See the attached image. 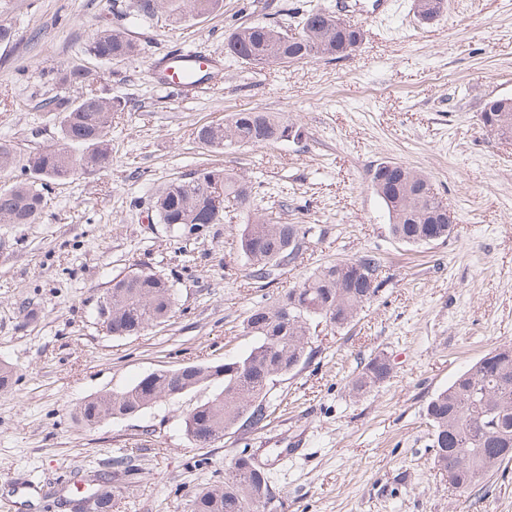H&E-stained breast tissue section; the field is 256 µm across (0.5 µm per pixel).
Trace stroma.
I'll return each mask as SVG.
<instances>
[{"instance_id": "35a3bbf8", "label": "stroma", "mask_w": 512, "mask_h": 512, "mask_svg": "<svg viewBox=\"0 0 512 512\" xmlns=\"http://www.w3.org/2000/svg\"><path fill=\"white\" fill-rule=\"evenodd\" d=\"M127 0H0V141L18 157L58 142L46 100L76 96L58 80L83 66L126 110L112 124L109 168L49 183L34 224H0V512H72L75 482L112 479L106 512H189L194 493L224 482L241 453L272 477L277 512H512V463L462 492L433 463L426 408L493 348L512 347V142L480 114L512 98V0H445L422 23L413 0H350L345 19L363 32L349 57L254 67L226 55L237 27L262 23L295 34L313 9L341 0H223L212 14L128 22L140 51L103 61L91 34ZM192 48L223 69L203 95L172 96L151 71ZM276 112L295 138L219 153L195 131L232 113ZM394 161L427 174L456 223L444 241L407 245L370 174ZM203 167L234 171L262 208L286 224H314L301 265L261 285L237 251L243 210L173 231L151 210L154 190ZM371 251L384 260L378 295L345 329L319 326L312 358L279 377V408L264 428L204 448L183 432L207 399L201 387L138 414L95 425L76 420L90 397L145 375L246 353L249 308L276 298L317 265ZM152 270L173 283L176 312L137 336H115L97 305L115 277ZM382 353L389 379L355 397L348 382Z\"/></svg>"}]
</instances>
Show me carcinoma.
<instances>
[{"mask_svg": "<svg viewBox=\"0 0 512 512\" xmlns=\"http://www.w3.org/2000/svg\"><path fill=\"white\" fill-rule=\"evenodd\" d=\"M223 0H164L165 8L196 17L222 7ZM159 0H130L123 16L147 20L155 16ZM332 13L312 10L306 27L296 35L262 23L237 28L227 39L228 55L243 64L279 66L318 58L344 57L353 31L338 29ZM139 51L126 25L98 29L90 37L87 52L112 61ZM60 81L81 90L80 97H61L45 104L57 120L60 146L30 154L24 164L29 180L0 189V224H34L45 208L44 187L51 181L73 178L78 172H94L112 161L109 136L114 113L124 110L117 97L102 96L94 89V74L72 68ZM291 128L270 112L233 113L223 123L198 127V142L216 150L268 146L276 134ZM17 164L12 145L0 142V172ZM428 175L410 168L395 170L371 188L383 202L393 238L408 245L446 240L452 229L434 223L441 197L431 194ZM233 200L246 210L247 223L239 231L238 246L245 259V277L271 283L294 262L293 251H281L291 239L312 238L315 227L283 224L253 205L252 187L220 168H202L194 176L177 177L153 194L158 223L176 229L182 224H216L224 217V202ZM382 258L365 252L345 261L315 267L287 292L253 304L243 329L255 338L252 349L237 359L218 364L193 365L152 372L125 390L96 396L77 408L87 425L127 412L139 413L162 398L178 392L216 385L215 392L197 404L184 418V432L193 445L207 438L216 442L226 432L254 429L275 412L270 392L276 378L308 362L314 349L311 330L325 322L348 326L384 283ZM109 331L131 336L171 318L176 305L173 285L154 271L139 270L112 280L105 294ZM391 366L383 355L369 358L349 380L350 390L364 394L384 383ZM434 464L448 474L456 489L477 485L490 472L512 461V347L498 348L457 376L428 403ZM274 499L267 473L253 470L248 461L234 458L224 472V485L198 490L191 512H266Z\"/></svg>", "mask_w": 512, "mask_h": 512, "instance_id": "obj_1", "label": "carcinoma"}]
</instances>
